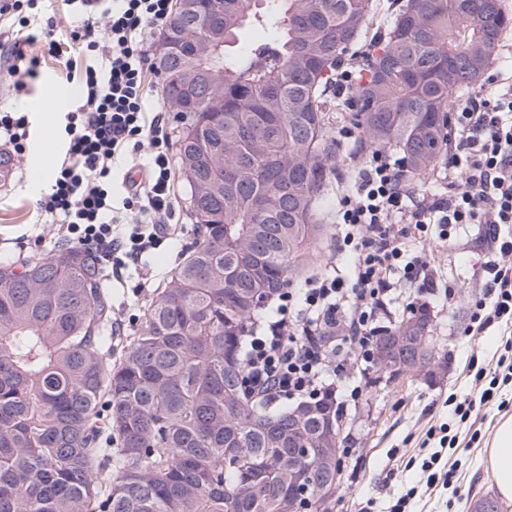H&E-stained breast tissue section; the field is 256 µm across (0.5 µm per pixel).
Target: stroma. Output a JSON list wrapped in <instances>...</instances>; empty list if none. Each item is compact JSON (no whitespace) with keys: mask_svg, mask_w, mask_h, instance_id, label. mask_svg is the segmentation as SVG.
Wrapping results in <instances>:
<instances>
[{"mask_svg":"<svg viewBox=\"0 0 512 512\" xmlns=\"http://www.w3.org/2000/svg\"><path fill=\"white\" fill-rule=\"evenodd\" d=\"M34 13L41 22L52 25L61 52L49 55L42 44L30 46L39 59L38 74L22 91H15V77L6 52L13 39L10 21L0 19V110L23 113L28 121L29 149L14 159V175L9 184H0V260L47 255L60 244L54 219L40 207V194L27 187L29 168L35 156L46 153L61 162L67 152V114L82 100L79 84L72 81L67 62L77 61L67 39L73 23L64 0H38ZM54 96L61 104L58 120L43 125L38 105ZM354 148H340L336 173L318 207L324 226L323 239L313 248L302 272L293 277L294 287H303L307 277L324 267L336 244V207L341 192L354 179ZM174 189L180 229L175 238L162 239L141 260L127 261L122 269L105 264V275L112 290V309L124 329H135L167 279L173 275L183 249L192 242L194 228L189 221L188 192L182 177H175ZM485 227L464 228L451 245H443L437 231H430L420 250L431 258L438 271L437 288L419 291L409 284L398 287L391 305V321L408 313L407 305L420 300L434 315L433 336L439 367L434 374H412L393 380H378L374 368L347 366L337 379L339 387L358 388L342 419L348 447L343 457L341 484L329 505L330 512H391L397 499L411 494L409 512H472L477 498L495 495L492 475L482 461V451L491 439L502 411L499 401L512 402V383L502 386L496 401L483 405L476 426L478 438L467 430L458 433L460 445L448 451L453 465L449 486L427 485L421 468L423 458L439 451L438 440L426 437L429 427L449 423L448 399L474 393V376L468 371L470 359L495 368L512 340V327L489 326L477 336L466 333L470 315L486 278L484 262L487 243Z\"/></svg>","mask_w":512,"mask_h":512,"instance_id":"35a3bbf8","label":"stroma"}]
</instances>
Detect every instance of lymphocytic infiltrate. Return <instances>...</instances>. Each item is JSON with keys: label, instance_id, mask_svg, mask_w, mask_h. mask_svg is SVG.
Segmentation results:
<instances>
[{"label": "lymphocytic infiltrate", "instance_id": "f902f5d3", "mask_svg": "<svg viewBox=\"0 0 512 512\" xmlns=\"http://www.w3.org/2000/svg\"><path fill=\"white\" fill-rule=\"evenodd\" d=\"M82 18L70 37L94 57L77 71L82 105L68 118V151L44 199L59 216L58 237L104 257L135 259L171 230L176 209L168 117L148 115L146 64L151 32L171 21L170 0H69ZM35 0H0V17H17L20 32L10 48L12 73L34 76L39 61L31 42ZM446 161L437 176L440 194L418 189L405 159L390 149L369 151L353 187L336 210L337 254L352 258L349 273L336 263L282 293L265 323L250 330L243 356L244 383L260 400H309L336 394V366L372 363L375 338L389 314L393 285L404 280L434 287L433 266L411 248L431 226L453 241L466 224L488 226L487 281L471 314L469 333L494 323L512 324V69L492 68L482 88L459 97L448 113ZM146 151L139 170H126L125 195L112 198V168L121 156ZM337 337V359L328 361L322 337ZM478 399L452 402V414L469 422L477 403L492 401L512 381V362L497 372L477 368Z\"/></svg>", "mask_w": 512, "mask_h": 512}]
</instances>
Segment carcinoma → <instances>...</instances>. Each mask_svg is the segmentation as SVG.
<instances>
[{
  "mask_svg": "<svg viewBox=\"0 0 512 512\" xmlns=\"http://www.w3.org/2000/svg\"><path fill=\"white\" fill-rule=\"evenodd\" d=\"M213 0V33L172 19V61L217 92L176 110L195 237L112 363L100 256L62 245L0 262V512H288V409L243 389L262 304L323 235L342 56L368 51L359 147L434 169L448 102L475 86L512 15L502 0ZM259 29L264 38L243 37ZM339 423L336 400L317 401Z\"/></svg>",
  "mask_w": 512,
  "mask_h": 512,
  "instance_id": "carcinoma-1",
  "label": "carcinoma"
}]
</instances>
